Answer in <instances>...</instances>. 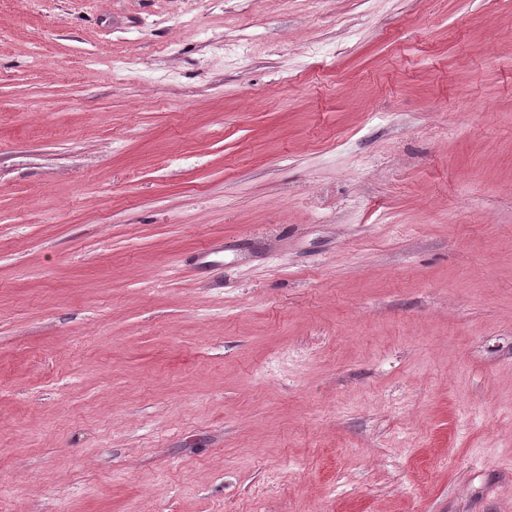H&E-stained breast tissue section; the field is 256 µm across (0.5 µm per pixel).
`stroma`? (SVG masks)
Instances as JSON below:
<instances>
[{"label":"stroma","instance_id":"35a3bbf8","mask_svg":"<svg viewBox=\"0 0 512 512\" xmlns=\"http://www.w3.org/2000/svg\"><path fill=\"white\" fill-rule=\"evenodd\" d=\"M0 504L512 512V0H0Z\"/></svg>","mask_w":512,"mask_h":512}]
</instances>
